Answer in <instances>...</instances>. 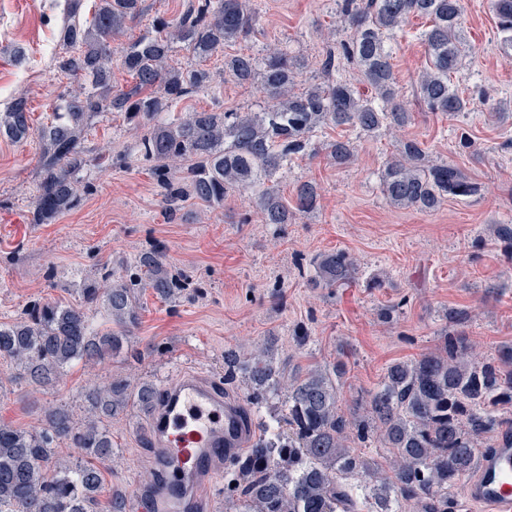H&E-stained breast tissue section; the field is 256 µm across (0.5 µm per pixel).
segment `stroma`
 <instances>
[{"instance_id":"1","label":"stroma","mask_w":512,"mask_h":512,"mask_svg":"<svg viewBox=\"0 0 512 512\" xmlns=\"http://www.w3.org/2000/svg\"><path fill=\"white\" fill-rule=\"evenodd\" d=\"M250 2L259 18L254 31L205 61L209 90L180 102L179 110H258L260 87L239 85L225 74L224 56L258 55L270 44L301 61L300 85L322 80L326 51L345 38L335 30L336 0ZM462 6L469 52L453 82L470 101L464 116H434L416 97L429 63L420 38L426 19L412 18L387 41L399 93L413 112L403 137L421 143L433 162L459 167L477 187L429 213L393 207L382 192L381 169L403 137L385 131L359 136L341 127L317 132L315 141L351 137L353 163L336 164L321 152L295 159L281 176L288 200L297 182L321 188L317 210L296 223H263L249 191L229 195L220 208L187 201L169 220L159 206L151 164L126 154L134 135L115 112L94 119L85 144L110 147L119 162L89 174L91 188L77 208L35 224L30 208L40 140L1 136L0 322L16 321L35 300L82 304L87 284L120 274L119 258L153 248L192 283L174 303L145 293L139 321L110 365H75L63 382L37 391L0 360V422L29 429L46 409L59 406L82 420V390L112 370L152 380L161 389L192 372L241 402L247 387L239 379L225 380L224 351L267 343L289 371L343 362L347 402L375 389L392 363L436 349L452 309L470 312L464 334L477 344L481 359L496 357L512 342V248L478 233L489 224H512V117L494 115L499 106L512 110V51L501 47L489 0H462ZM60 24L45 0H0V98L26 93L36 129L50 121L67 84L52 65ZM334 250L354 256L364 280L383 278L384 287L369 288L364 281L350 288L309 287L313 258ZM395 303L399 315L383 322L379 309ZM146 426L137 409L109 423L115 453L105 464L106 478L130 499L153 479Z\"/></svg>"}]
</instances>
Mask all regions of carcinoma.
Here are the masks:
<instances>
[{
    "label": "carcinoma",
    "mask_w": 512,
    "mask_h": 512,
    "mask_svg": "<svg viewBox=\"0 0 512 512\" xmlns=\"http://www.w3.org/2000/svg\"><path fill=\"white\" fill-rule=\"evenodd\" d=\"M462 0H341L338 16L349 36L339 52L322 62L327 80L299 87L301 64L282 49L265 54L224 57V71L240 85L261 82L264 102L257 112L191 110L166 117L173 103L208 90L210 72L201 63L224 46L247 37L257 22L249 0H195L176 18L155 19L137 38L112 47L143 13V0H52L61 8V51L54 69L73 82L56 99L51 122L38 131L40 175L32 201V223L48 224L78 207L86 185L80 173L105 154L85 150L91 122L121 112L144 130L133 146L147 161L160 188L164 214L195 200L224 204L236 191L252 189L267 224H290L299 213L319 207L312 181L295 186L294 208L283 200L277 174L297 156L316 151L313 137L324 128L349 126L374 136L402 129L410 120L397 99L396 77L385 36L401 31L414 16L430 21L422 33L429 65L416 94L436 114L455 117L470 100L450 83L465 53ZM501 47L512 51V0H490ZM185 59L176 60L179 52ZM132 77L117 89L112 65ZM358 68L375 91L363 99L352 83L333 78L343 63ZM28 100L13 96L0 109V136L29 137ZM321 150L338 165L354 155L349 139L330 140ZM381 184L391 205L429 211L448 196H468L474 184L456 166L431 164L421 144L405 140L383 165ZM124 273L103 288L85 289V305L36 301L27 318L0 322V359H7L33 383L47 386L73 364L104 365L136 326L141 293L175 301L185 279L165 253L153 249L121 258ZM312 284L342 288L359 281L356 260L342 250L313 258ZM102 304L110 325L92 328L91 308ZM466 311L448 312L444 342L411 361L392 363L378 387L356 399L349 412L339 407L344 365H310L291 376L272 351L257 347L224 352V373L248 386L243 412L248 417L268 405V394L282 405L260 421L250 448L234 465L224 501L229 512H364L362 499L375 500L372 512H450L451 494L475 470L479 449L489 442L512 445V344L498 359L479 360L459 327ZM87 416L75 422L65 407L47 411L31 430L0 423V512H100L105 493L103 464L112 458L110 419L133 408L148 410L161 396L151 380L132 381L111 372L82 393ZM375 439L389 449V469L359 456L352 443ZM66 442L81 452L72 464L58 457ZM364 479L363 497L349 480Z\"/></svg>",
    "instance_id": "carcinoma-1"
}]
</instances>
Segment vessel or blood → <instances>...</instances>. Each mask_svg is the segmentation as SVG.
<instances>
[{"label":"vessel or blood","mask_w":512,"mask_h":512,"mask_svg":"<svg viewBox=\"0 0 512 512\" xmlns=\"http://www.w3.org/2000/svg\"><path fill=\"white\" fill-rule=\"evenodd\" d=\"M149 434L154 480L147 512H214L206 491L250 434L239 406L212 383L186 373L153 410ZM462 493L489 512H512V446L486 452Z\"/></svg>","instance_id":"b4317fda"}]
</instances>
